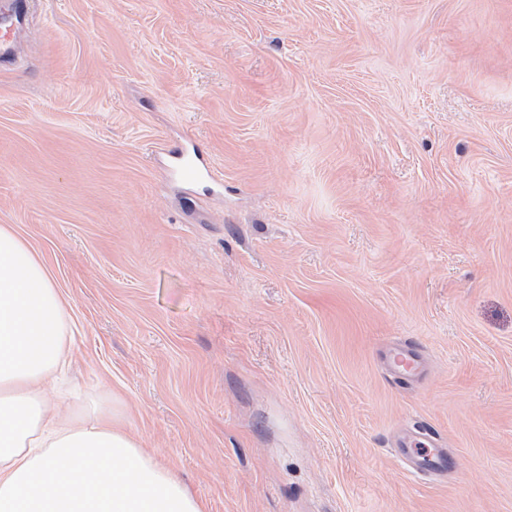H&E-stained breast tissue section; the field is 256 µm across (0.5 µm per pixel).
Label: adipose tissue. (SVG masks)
<instances>
[{
	"instance_id": "obj_1",
	"label": "adipose tissue",
	"mask_w": 512,
	"mask_h": 512,
	"mask_svg": "<svg viewBox=\"0 0 512 512\" xmlns=\"http://www.w3.org/2000/svg\"><path fill=\"white\" fill-rule=\"evenodd\" d=\"M69 323L40 257L0 226V512H206L97 401L56 417L44 385L64 369Z\"/></svg>"
}]
</instances>
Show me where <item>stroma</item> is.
Segmentation results:
<instances>
[{"label": "stroma", "instance_id": "obj_1", "mask_svg": "<svg viewBox=\"0 0 512 512\" xmlns=\"http://www.w3.org/2000/svg\"><path fill=\"white\" fill-rule=\"evenodd\" d=\"M20 39L0 225L62 414L119 405L208 512H512V0H28ZM173 158L180 177L185 181L196 182L210 176L208 167L187 147H184ZM387 361L393 371L408 375L415 374L420 365L417 353L403 346L392 349L387 355Z\"/></svg>", "mask_w": 512, "mask_h": 512}]
</instances>
